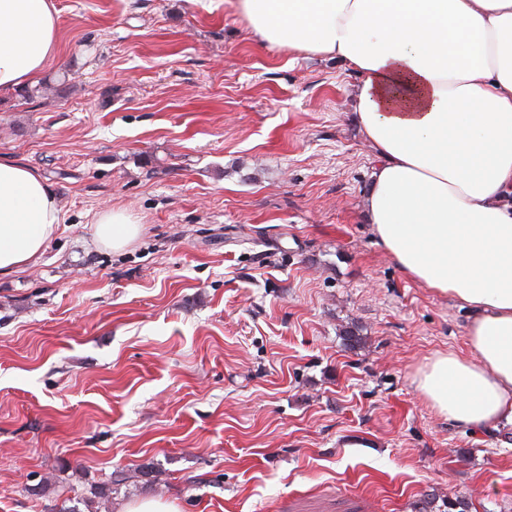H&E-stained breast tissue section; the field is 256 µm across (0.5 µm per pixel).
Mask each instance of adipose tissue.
<instances>
[{
    "label": "adipose tissue",
    "mask_w": 512,
    "mask_h": 512,
    "mask_svg": "<svg viewBox=\"0 0 512 512\" xmlns=\"http://www.w3.org/2000/svg\"><path fill=\"white\" fill-rule=\"evenodd\" d=\"M263 43L341 62L361 79L353 119L377 165L362 208L412 280L468 308L469 356L440 354L417 388L448 423H512V0H235ZM54 0H0V94L56 58ZM61 222L36 170L0 156V275L35 263ZM140 232L98 214V244Z\"/></svg>",
    "instance_id": "obj_1"
}]
</instances>
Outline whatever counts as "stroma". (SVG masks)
<instances>
[{"mask_svg":"<svg viewBox=\"0 0 512 512\" xmlns=\"http://www.w3.org/2000/svg\"><path fill=\"white\" fill-rule=\"evenodd\" d=\"M54 2L42 92L0 97V155L63 214L0 276V512L117 470L116 507L512 512V424L450 425L417 389L468 355L470 313L373 239L356 73L261 43L234 0ZM109 207L141 224L119 252L94 241Z\"/></svg>","mask_w":512,"mask_h":512,"instance_id":"35a3bbf8","label":"stroma"}]
</instances>
